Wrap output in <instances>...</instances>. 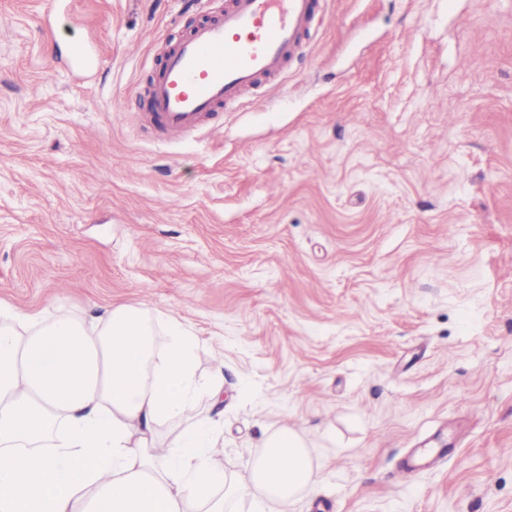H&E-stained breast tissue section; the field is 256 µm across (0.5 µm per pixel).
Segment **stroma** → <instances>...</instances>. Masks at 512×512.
Returning <instances> with one entry per match:
<instances>
[{"mask_svg":"<svg viewBox=\"0 0 512 512\" xmlns=\"http://www.w3.org/2000/svg\"><path fill=\"white\" fill-rule=\"evenodd\" d=\"M67 3L0 0V298L190 327L225 472L283 425L318 466L268 512H512V0H316L180 141L142 117L211 0Z\"/></svg>","mask_w":512,"mask_h":512,"instance_id":"stroma-1","label":"stroma"}]
</instances>
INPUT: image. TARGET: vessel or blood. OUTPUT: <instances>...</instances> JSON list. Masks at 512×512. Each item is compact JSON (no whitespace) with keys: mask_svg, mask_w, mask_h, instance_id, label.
<instances>
[{"mask_svg":"<svg viewBox=\"0 0 512 512\" xmlns=\"http://www.w3.org/2000/svg\"><path fill=\"white\" fill-rule=\"evenodd\" d=\"M314 23L312 0H228L170 53L149 89L150 122L171 138L199 131L216 106L280 76Z\"/></svg>","mask_w":512,"mask_h":512,"instance_id":"obj_1","label":"vessel or blood"}]
</instances>
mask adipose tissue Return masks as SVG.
<instances>
[{"label": "adipose tissue", "mask_w": 512, "mask_h": 512, "mask_svg": "<svg viewBox=\"0 0 512 512\" xmlns=\"http://www.w3.org/2000/svg\"><path fill=\"white\" fill-rule=\"evenodd\" d=\"M201 349L186 325L135 306L85 322L0 301V512H263L313 486L286 426L258 443L244 477L218 463L210 416L155 453L161 426L222 401V368L206 386L196 376Z\"/></svg>", "instance_id": "obj_1"}]
</instances>
